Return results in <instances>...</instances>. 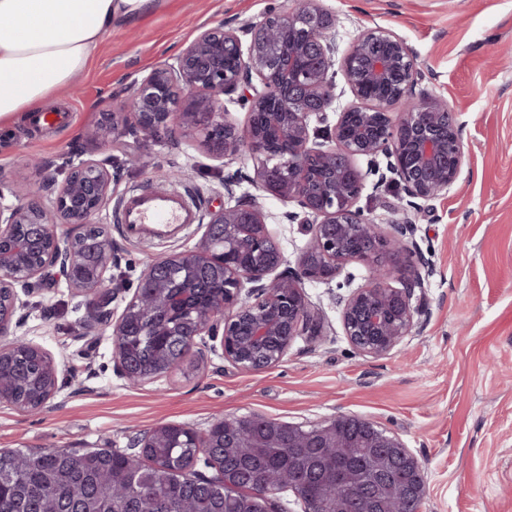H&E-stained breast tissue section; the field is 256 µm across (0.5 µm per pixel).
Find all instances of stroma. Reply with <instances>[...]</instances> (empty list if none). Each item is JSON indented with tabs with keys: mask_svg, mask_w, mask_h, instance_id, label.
Segmentation results:
<instances>
[{
	"mask_svg": "<svg viewBox=\"0 0 512 512\" xmlns=\"http://www.w3.org/2000/svg\"><path fill=\"white\" fill-rule=\"evenodd\" d=\"M283 0H158L137 24L105 35L86 70L47 108L61 121L17 118L0 125V177L41 181L45 163L111 157L122 170L112 199L95 218L122 249L113 274L135 284L152 261L191 249L203 229L144 241L124 234L115 211L134 192L181 178L198 212L254 194L227 176L252 174L249 156L211 159L197 137L148 145L87 140L104 112L152 68L172 60L203 30L260 22ZM336 17V47L346 53L364 30L393 31L412 49L418 90L447 101L462 126L467 163L453 190L407 209L388 179L387 159H359V206L382 224L415 226L406 242L433 274L428 313L389 356L360 355L346 339L323 284L306 287L327 327L302 336L278 365L243 371L198 346L185 369L133 387L116 375L109 330L84 333L85 297L52 288L37 297L23 332L56 360L65 386L38 412L0 403V448H119L162 424L206 429L224 417L262 415L299 425L340 415L368 419L396 434L421 462L420 512H512V0H320ZM271 232L288 262L309 240L285 219L286 205L261 197Z\"/></svg>",
	"mask_w": 512,
	"mask_h": 512,
	"instance_id": "1",
	"label": "stroma"
}]
</instances>
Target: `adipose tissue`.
I'll return each mask as SVG.
<instances>
[{"label":"adipose tissue","mask_w":512,"mask_h":512,"mask_svg":"<svg viewBox=\"0 0 512 512\" xmlns=\"http://www.w3.org/2000/svg\"><path fill=\"white\" fill-rule=\"evenodd\" d=\"M154 0H0V122L42 111L68 89L104 36Z\"/></svg>","instance_id":"adipose-tissue-1"}]
</instances>
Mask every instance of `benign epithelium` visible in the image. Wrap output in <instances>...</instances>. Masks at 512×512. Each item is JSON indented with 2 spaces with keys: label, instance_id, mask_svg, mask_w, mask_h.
<instances>
[{
  "label": "benign epithelium",
  "instance_id": "7a95c632",
  "mask_svg": "<svg viewBox=\"0 0 512 512\" xmlns=\"http://www.w3.org/2000/svg\"><path fill=\"white\" fill-rule=\"evenodd\" d=\"M333 15L319 0H295L286 10H272L259 23L202 32L173 62H165L136 81L118 109L103 114L88 133L113 138L133 135L148 143L180 130L203 135V146L216 161L249 154L252 186L299 211L288 218L308 228L310 238L296 260H287L270 231L266 214L253 199L208 214L194 248L148 264L117 319L112 302L126 288L108 285L107 273L121 261L112 237L103 234L91 251L83 235L88 224L112 198L115 175L104 160L86 159L69 167L57 182L44 163L43 180L26 198L6 202L10 184L0 178V367L17 342L42 358L40 405L60 392L52 355L20 334L16 313L29 298L64 284L88 300L86 334L112 328V360L128 384L153 382L177 369L187 350L220 339L221 355L237 368L259 371L280 363L301 336L324 335L311 314L306 285L330 284L343 266L358 261L369 271V283L346 296H336L344 335L360 354H390L412 333L416 316L425 312V281L432 273L419 257L411 276L395 287L393 269L407 256L409 224L391 229L357 207L363 174L356 160L389 159L392 182L408 197V207L448 193L466 164L460 126L448 104L428 93H415L418 72L413 52L398 36L371 29L336 57L331 37ZM234 60L229 68L226 60ZM341 71L353 97L335 110L336 71ZM239 94L248 106L245 125L227 119L224 96ZM336 112L328 124V112ZM319 126L311 127L312 121ZM53 194L50 205L43 193ZM67 230L62 231L60 227ZM185 274L186 289L169 293L172 271ZM177 329H166L173 316ZM168 337L160 349L159 369L142 374L127 337L142 332ZM337 418L307 429L288 424V442L303 440L311 448H366L376 456L377 472H363L365 497H424L426 481L419 460L390 431L360 417L348 416L345 438L336 432ZM236 419H220L201 432L202 448H240ZM282 422L256 418L252 447H269ZM176 428L159 426L139 442L142 457L157 438ZM399 469L408 482L392 489L381 472Z\"/></svg>",
  "mask_w": 512,
  "mask_h": 512
}]
</instances>
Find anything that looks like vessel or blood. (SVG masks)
<instances>
[{"label":"vessel or blood","instance_id":"obj_1","mask_svg":"<svg viewBox=\"0 0 512 512\" xmlns=\"http://www.w3.org/2000/svg\"><path fill=\"white\" fill-rule=\"evenodd\" d=\"M197 221L194 206L183 195L155 188L130 196L120 217L127 233L154 239L178 235Z\"/></svg>","mask_w":512,"mask_h":512}]
</instances>
